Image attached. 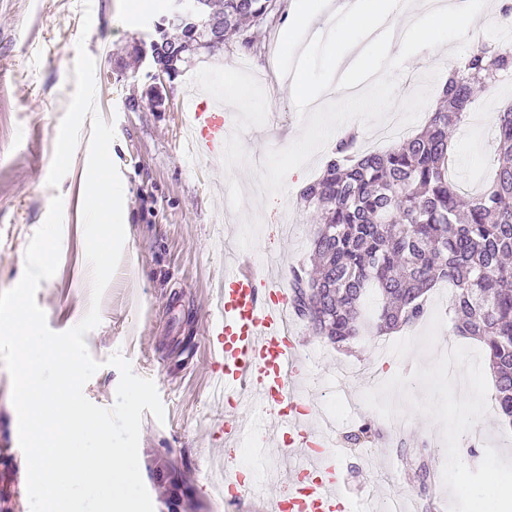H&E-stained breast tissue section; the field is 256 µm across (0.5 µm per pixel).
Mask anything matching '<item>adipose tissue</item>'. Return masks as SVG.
Returning <instances> with one entry per match:
<instances>
[{
  "label": "adipose tissue",
  "mask_w": 512,
  "mask_h": 512,
  "mask_svg": "<svg viewBox=\"0 0 512 512\" xmlns=\"http://www.w3.org/2000/svg\"><path fill=\"white\" fill-rule=\"evenodd\" d=\"M495 20L487 0H344L326 18L329 78L314 86L308 83L304 68H297L290 84L292 94L303 108L325 98L337 111H344L355 93L379 82V56L394 51L404 60L436 56L446 48L449 32L481 37ZM388 23L399 26L400 36L383 33Z\"/></svg>",
  "instance_id": "ef3b65f1"
}]
</instances>
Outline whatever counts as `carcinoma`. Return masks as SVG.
Instances as JSON below:
<instances>
[{
    "label": "carcinoma",
    "instance_id": "cac0c4a2",
    "mask_svg": "<svg viewBox=\"0 0 512 512\" xmlns=\"http://www.w3.org/2000/svg\"><path fill=\"white\" fill-rule=\"evenodd\" d=\"M224 18V40L249 47L276 0H186ZM512 73V48L479 42L448 78L440 105L415 135L384 152H361L357 135L336 145L322 175L300 190L314 212L312 272L289 270L293 313L337 347L420 319L426 294L455 287L451 331L482 341L500 415L512 419V107L498 113L493 175L462 199L448 178V129L458 127L478 84ZM370 294L373 313L363 311Z\"/></svg>",
    "mask_w": 512,
    "mask_h": 512
}]
</instances>
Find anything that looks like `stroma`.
I'll return each instance as SVG.
<instances>
[{
  "mask_svg": "<svg viewBox=\"0 0 512 512\" xmlns=\"http://www.w3.org/2000/svg\"><path fill=\"white\" fill-rule=\"evenodd\" d=\"M170 3L148 0L133 15L127 0H92V26L85 34L79 0H0V93L6 96L0 112V291L14 287L23 273L26 247L58 195L60 263L51 279L41 281L36 300L55 332L78 324L90 306L82 214L90 126H83L59 186L46 184L75 89L76 42L82 36L96 63L98 111L115 124L110 152L123 182L126 230L121 261L101 300V323L85 337L103 366L84 394L96 405L113 406L120 375L105 360L121 352L136 375L155 382L165 407L161 422L144 413L140 430L144 483L156 512H240L210 482L211 461L224 457L225 409L212 397L216 372L209 348L224 268L220 237L244 238L248 251L278 256L289 268L308 266L315 226L299 193L321 175L335 142L310 148L309 135L331 127L328 109L300 111L282 85L290 59L275 48L294 0H278L275 13L254 29L251 47L231 41L180 63L168 106L157 108L149 95L150 62L136 48L150 41ZM383 66L384 98L399 102L404 133L413 135L437 106L448 68L427 56L409 65L388 59ZM201 70L215 78L216 89H242L248 100L246 110L224 116L236 137L223 164L187 157L180 149L186 88ZM510 105L512 75L481 91L452 133L449 177L461 192L483 191L496 147V116ZM449 295L447 284H440L429 295L425 319L381 338H361L347 349L334 348L308 323L298 324L302 350L313 357L306 384L311 410H328L336 422L342 490L350 503L389 484L417 495L416 449H425L431 469H443L438 424L405 408L381 429V416L362 397L393 375L408 376L428 364L432 351L423 337L434 346L483 350L482 342L449 333ZM381 341L399 345L400 358L380 353ZM11 404V378L0 365V512H28ZM366 419L377 425L375 436L360 447L349 444L348 435ZM474 433L475 440L459 443L468 467H478L490 446L512 458V425L497 410H488Z\"/></svg>",
  "mask_w": 512,
  "mask_h": 512,
  "instance_id": "stroma-1",
  "label": "stroma"
}]
</instances>
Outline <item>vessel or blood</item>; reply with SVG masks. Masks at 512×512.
Wrapping results in <instances>:
<instances>
[{
  "instance_id": "1",
  "label": "vessel or blood",
  "mask_w": 512,
  "mask_h": 512,
  "mask_svg": "<svg viewBox=\"0 0 512 512\" xmlns=\"http://www.w3.org/2000/svg\"><path fill=\"white\" fill-rule=\"evenodd\" d=\"M224 113L203 104L191 114L195 156L223 158ZM268 257L257 255L224 268L214 316L213 343L221 361L222 395L234 416L224 425L225 453L249 446L253 467L266 465L272 448L288 461L286 481L276 484L272 512H343L331 431L302 420L307 401L297 380L307 363L288 327V291L281 275L264 273Z\"/></svg>"
}]
</instances>
